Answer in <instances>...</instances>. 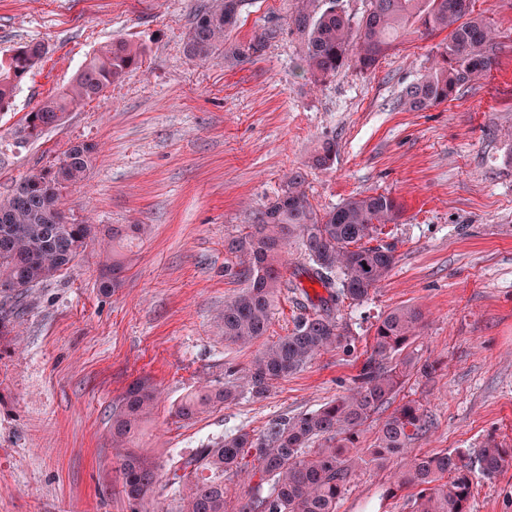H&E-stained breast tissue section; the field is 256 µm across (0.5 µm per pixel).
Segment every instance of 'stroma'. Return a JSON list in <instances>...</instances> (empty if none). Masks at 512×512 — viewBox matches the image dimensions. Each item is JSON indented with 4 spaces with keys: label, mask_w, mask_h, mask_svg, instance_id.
<instances>
[{
    "label": "stroma",
    "mask_w": 512,
    "mask_h": 512,
    "mask_svg": "<svg viewBox=\"0 0 512 512\" xmlns=\"http://www.w3.org/2000/svg\"><path fill=\"white\" fill-rule=\"evenodd\" d=\"M209 0H0V56L27 43L46 55L0 112V194L55 162L71 143L96 144L83 182L68 191L70 216L147 232L115 292L100 288L105 253L90 243L54 281L24 297L0 341V512H128L112 446V404L137 378L159 390L137 450L160 458L345 395L372 352L375 327L412 305L421 322L407 354L433 362L392 400L428 416L412 453L474 454L488 437L512 446V0H474L501 33L495 63L456 99L406 110V89L435 68L446 32L408 36L375 70L343 69L314 82L304 42L287 25L297 0H250L231 41L276 27L261 56L230 66L223 54L189 59L187 34ZM137 47L138 69L101 97L67 112L23 148L14 133L28 112L73 80L104 45ZM331 169L313 166L325 141ZM300 170L313 208L326 213L358 194L401 204L379 243L397 263L368 300L337 315L347 347L321 352L275 382L192 421L173 414L198 386L245 375L265 345L288 335L298 309L276 298L266 336L225 342V300L245 286L225 240ZM399 458L359 467L337 512H410L407 492L385 497ZM471 512H512V470L476 479Z\"/></svg>",
    "instance_id": "stroma-1"
}]
</instances>
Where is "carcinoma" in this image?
Here are the masks:
<instances>
[{"mask_svg": "<svg viewBox=\"0 0 512 512\" xmlns=\"http://www.w3.org/2000/svg\"><path fill=\"white\" fill-rule=\"evenodd\" d=\"M303 0L291 26L305 41V63L317 81L341 69L372 71L412 33L449 31L440 44L442 64L406 89L410 109L448 102L466 83L484 75L497 48L495 24L473 14V0H371L357 22L332 5L312 14ZM246 0H211L194 18L187 35L190 58L207 60L224 49L230 64L260 54L265 37L227 42ZM38 43L17 48L0 59V110L28 72L42 60ZM139 52L124 40L113 41L89 57L72 84L41 101L27 113L19 138L28 141L57 125L66 112L102 95L110 84L135 69ZM94 145L75 142L56 163L22 178L0 198V335L11 332L13 303L72 265L92 240V225L67 220V190L83 181ZM336 158V142L316 150L312 163L328 169ZM304 176L288 175L282 193L253 223L252 231L233 238L227 249L248 257L242 272L246 287L224 303V340L246 345L266 335L273 303L288 289L299 292L308 310L294 321L288 335L267 346L246 375L252 398L265 396L271 384L307 365L319 352L347 340L335 315L339 303H360L385 280L396 265L394 249L370 245L379 226L396 222L401 204L383 193L352 196L324 216L312 207ZM142 226L108 230L112 256L101 272L100 288H118L124 280L134 241ZM296 243L306 261L295 278L288 277L284 259ZM319 285L326 295L311 298L300 278ZM421 314L412 307L395 308L380 318L371 357L355 376L348 393L320 408L269 422L255 437L239 431L196 449L187 457L157 458L130 450L154 412L157 390L147 380L131 383L112 405V445L127 448L120 467L129 512H149L159 472L166 471L174 490L173 506L161 512H228L224 476L252 466L258 481L239 512H336V505L355 468L381 465L402 456L426 429L422 405L408 401L388 415L373 447L360 451L361 427L385 408L397 392L400 378L412 370L427 377L433 365L400 357L414 335ZM237 398L232 386L205 385L184 396L174 409L183 421ZM512 469V448L493 439L474 458L441 451L414 456L395 476L386 496L412 489L411 512H470L475 474L486 479Z\"/></svg>", "mask_w": 512, "mask_h": 512, "instance_id": "obj_1", "label": "carcinoma"}]
</instances>
